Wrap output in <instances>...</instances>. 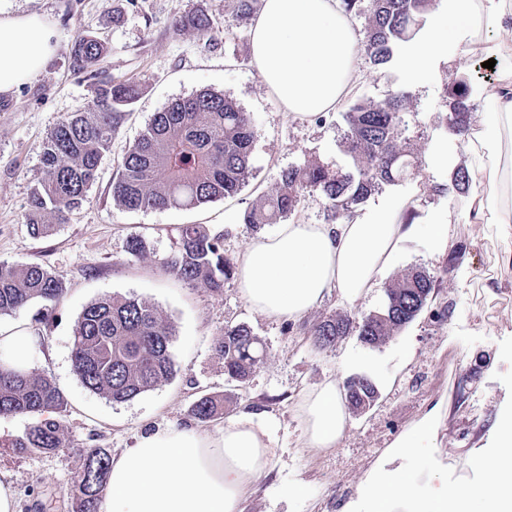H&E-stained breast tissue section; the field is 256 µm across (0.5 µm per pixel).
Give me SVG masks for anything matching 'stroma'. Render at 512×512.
Instances as JSON below:
<instances>
[{"instance_id": "stroma-1", "label": "stroma", "mask_w": 512, "mask_h": 512, "mask_svg": "<svg viewBox=\"0 0 512 512\" xmlns=\"http://www.w3.org/2000/svg\"><path fill=\"white\" fill-rule=\"evenodd\" d=\"M236 0H0V11L48 15L63 33L55 60L9 95H0V261L38 263L55 272L65 292L56 305L35 302L0 316L4 324L27 325L37 336L31 368L54 380L67 400L61 416L66 446L57 453L9 447L30 420L0 415V473L10 475L18 512H70L71 490L88 448L117 455L132 447L144 430L176 423L193 425L189 412L201 396L233 394L225 421L264 413L271 425L275 460L246 496L243 512H351L371 469L385 464L390 445L419 422L437 401L448 404L435 453L456 475H470V457L489 443L485 433L512 394L495 375L507 371L499 344L512 337V282L485 294L482 281L495 274L498 246L477 235L467 221L468 191L452 189L455 170L468 157L447 124V93L454 81L468 80L473 122L483 118L480 84L471 69L437 59L415 80L402 66L410 43H399L382 68L361 63L362 76L350 98L342 99L325 120L296 119L284 112L262 82L251 59L250 33L256 16L237 11ZM202 13L213 21L211 38L194 29L176 30L181 18ZM92 35L105 46L99 64L115 80L135 82L140 95L104 157L83 207L47 238L30 235L26 213L40 169L39 144L67 117L85 111L96 84L74 72L70 57L79 36ZM410 95L402 132L419 153L420 169L405 180L381 185L359 206L360 213L383 210L402 201L403 223L414 231L392 268L353 313L378 310L383 287L414 270L434 276L436 288L425 310L386 343L372 348L349 336L335 347L316 350L311 328L343 313L329 298L301 319L269 320L251 310L236 280L221 291L195 288L163 273L158 259L175 246L183 224H204L224 235V253L237 258L274 225L245 223L244 215L280 186L283 170L305 162L347 169L340 146L343 115L351 98L374 103L394 89ZM202 90L223 93L250 113L257 141L253 172L233 197L192 209L128 211L112 198V183L128 147L171 101ZM444 164L432 162L438 149ZM452 226L454 241L465 250L456 260L434 248L425 225ZM142 239L150 259L132 256L129 243ZM137 297L163 311L175 336L172 353L177 374L169 382L133 400L115 403L88 390L71 361L75 322L90 302L104 296ZM447 311L445 319L436 314ZM247 324L267 346V355L247 387L234 388L213 345L225 327ZM369 376L379 397L366 413L351 416L337 448L314 453L300 445L293 404L300 392L329 376ZM302 486L298 496L281 498L282 485Z\"/></svg>"}]
</instances>
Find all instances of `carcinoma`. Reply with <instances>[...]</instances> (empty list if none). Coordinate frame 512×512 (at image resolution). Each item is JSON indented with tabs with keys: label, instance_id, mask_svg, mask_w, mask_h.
I'll return each mask as SVG.
<instances>
[{
	"label": "carcinoma",
	"instance_id": "carcinoma-1",
	"mask_svg": "<svg viewBox=\"0 0 512 512\" xmlns=\"http://www.w3.org/2000/svg\"><path fill=\"white\" fill-rule=\"evenodd\" d=\"M436 0H340L341 9L363 20L365 59L376 67L392 57V45L409 41L423 26ZM95 37L82 36L72 52L73 69L93 73L104 53ZM139 95L130 82L101 81L93 106L56 126L40 145L41 167L32 189L27 224L35 237L50 235L67 214L88 200L103 157L122 127L128 108ZM449 112L457 131L471 120L469 86L459 81L449 91ZM407 96L392 92L378 104L355 102L345 113V151L353 170L342 174L305 163L283 172L272 195L245 214L247 224H274L293 214L306 192L326 199L325 220L334 223L357 209L380 184L392 183L418 167V152L401 138V114ZM257 129L250 115L222 93L203 90L172 101L154 114L146 130L125 152L112 185L113 200L128 210L194 208L236 194L251 175ZM160 269L193 286L220 291L234 276L233 261L224 256V234L204 224L178 230L176 249L159 262ZM435 288L434 277L415 271L384 289L382 308L360 318L332 315L311 330L314 346L325 350L355 335L376 347L419 316ZM63 281L39 264L0 262V315L33 302H54ZM174 336L168 317L154 304L109 296L88 304L74 331L71 361L89 390L121 403L155 389L176 374L171 352ZM224 360L226 380L245 385L266 354L264 342L245 324L224 328L214 344ZM345 400L357 415L378 399L367 376L347 378ZM222 395H204L191 407L200 422L224 416ZM65 398L50 378L33 371L0 368V415L32 416L35 421L8 445L41 453L66 447L57 415ZM111 457L103 448H88L72 493L71 512H98L106 489Z\"/></svg>",
	"mask_w": 512,
	"mask_h": 512
}]
</instances>
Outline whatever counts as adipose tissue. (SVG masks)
Wrapping results in <instances>:
<instances>
[{
    "mask_svg": "<svg viewBox=\"0 0 512 512\" xmlns=\"http://www.w3.org/2000/svg\"><path fill=\"white\" fill-rule=\"evenodd\" d=\"M355 20L339 0H262L251 31V57L285 112L308 118L334 111L360 77ZM467 29L459 46L455 34ZM62 35L45 15L0 14V95H8L57 55ZM495 59L482 87L490 121L459 137L468 154V221L493 231L499 263L512 267V0H448L429 37L404 62L423 72L441 56ZM403 204L333 224H281L236 261V282L249 307L271 319L295 320L327 297L355 305L376 284L412 231ZM36 346L22 324L0 325V364L27 370ZM301 441L312 451L338 447L349 416L336 377L306 388L294 405ZM263 419L253 416L216 432L168 425L142 432L113 457L99 512H242L247 492L270 466L274 450Z\"/></svg>",
    "mask_w": 512,
    "mask_h": 512,
    "instance_id": "obj_1",
    "label": "adipose tissue"
}]
</instances>
